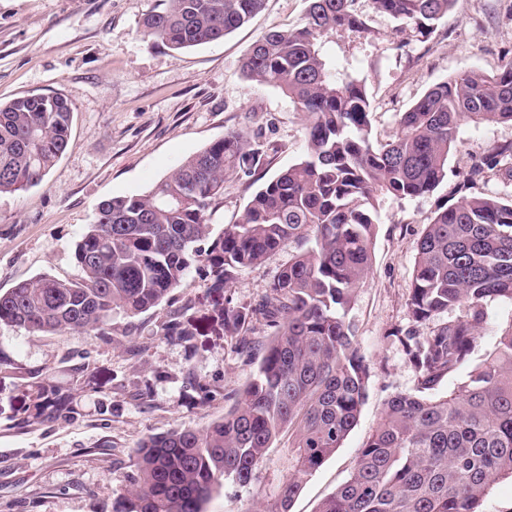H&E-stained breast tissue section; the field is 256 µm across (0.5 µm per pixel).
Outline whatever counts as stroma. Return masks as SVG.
Wrapping results in <instances>:
<instances>
[{"label":"stroma","instance_id":"stroma-1","mask_svg":"<svg viewBox=\"0 0 512 512\" xmlns=\"http://www.w3.org/2000/svg\"><path fill=\"white\" fill-rule=\"evenodd\" d=\"M158 0H0V103L58 95L72 107L70 145L38 186L0 196V291L40 275L79 277L74 251L99 204L148 192L187 157L232 132L262 144L251 178L224 184L213 230L234 223L250 196L306 150L308 117L281 90L248 79L243 59L271 29L299 25L306 0H267L224 39L183 51L150 44L141 19ZM369 33L330 34L324 55L350 64L384 142L399 116L435 84L512 62V0H457L428 37L360 0ZM512 142V125L462 124L446 175L431 193L384 198L372 263L349 313L370 379L356 426L309 477L291 512H316L348 477L387 401L412 391L415 374L395 330L411 327L407 301L418 241L442 206L474 193L512 192L472 182L475 163ZM299 250L289 244L217 288L191 267L180 288L136 317L113 314L108 335L33 334L0 325V512H113L146 436L223 418L252 379L256 359L224 333V306L253 305ZM186 309L192 336L166 335ZM69 399L57 418L36 414L40 388Z\"/></svg>","mask_w":512,"mask_h":512}]
</instances>
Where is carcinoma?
Here are the masks:
<instances>
[{
	"mask_svg": "<svg viewBox=\"0 0 512 512\" xmlns=\"http://www.w3.org/2000/svg\"><path fill=\"white\" fill-rule=\"evenodd\" d=\"M304 22L269 31L242 69L274 85L310 118L306 152L266 183L241 216L212 235L209 216L224 183L263 164L261 145L231 133L185 159L146 194L113 197L77 242L75 280L40 276L0 292V324L37 334L107 335L119 310L134 317L158 306L191 266L205 264L213 287L295 242L303 247L254 306L224 309V335L252 357L249 334L272 330L255 376L224 418L144 438L120 512H204L211 494L232 486L261 498L251 512H291L310 476L357 423L370 366L348 319L367 276L383 196L420 197L445 177L462 122L512 124V63L435 84L400 116V132L371 137L365 84L321 51L329 34L369 31L358 0H307ZM456 0H371L373 8L426 37ZM265 0H161L142 18L143 35L172 50L216 42L246 24ZM71 106L28 95L0 104V195L42 183L70 142ZM512 178V143L472 170ZM512 300V198L469 195L438 212L418 243L407 307L397 330L416 376L412 393L387 402L349 478L316 512H479L499 478H512V322L467 378L443 396L442 382L467 366L482 338L487 303ZM460 314L438 320L444 312ZM184 312L168 336L190 335ZM437 321L420 335L418 326ZM65 401L35 404L48 417ZM288 438L281 468L270 449Z\"/></svg>",
	"mask_w": 512,
	"mask_h": 512,
	"instance_id": "obj_1",
	"label": "carcinoma"
}]
</instances>
